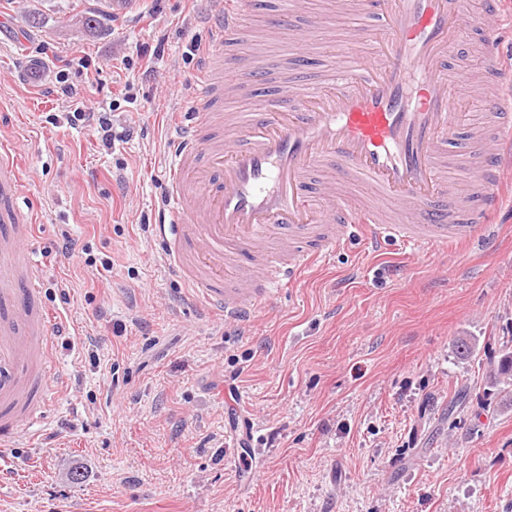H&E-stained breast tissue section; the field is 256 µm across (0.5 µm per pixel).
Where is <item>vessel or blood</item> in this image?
<instances>
[{"label":"vessel or blood","mask_w":512,"mask_h":512,"mask_svg":"<svg viewBox=\"0 0 512 512\" xmlns=\"http://www.w3.org/2000/svg\"><path fill=\"white\" fill-rule=\"evenodd\" d=\"M505 0H385L372 10L377 28L354 34L309 33L327 39L321 78L288 81L255 111L223 115V93L264 85L275 66L266 58L245 69L224 68L225 39L243 32L252 0H231L207 21L208 49L191 108L171 126V174L162 187L157 238L196 300L225 321L245 318L278 288L335 253L356 227L372 250L399 242L431 248L475 242L494 246L488 217L512 171V66L495 49ZM484 42V89L450 59L463 34ZM482 98L493 132L450 153L461 106ZM465 165L476 193L459 189L447 169ZM22 180L15 156L0 154V197L16 199ZM33 218L0 212V446L19 421L39 420L54 392L55 355L26 242Z\"/></svg>","instance_id":"b4317fda"}]
</instances>
